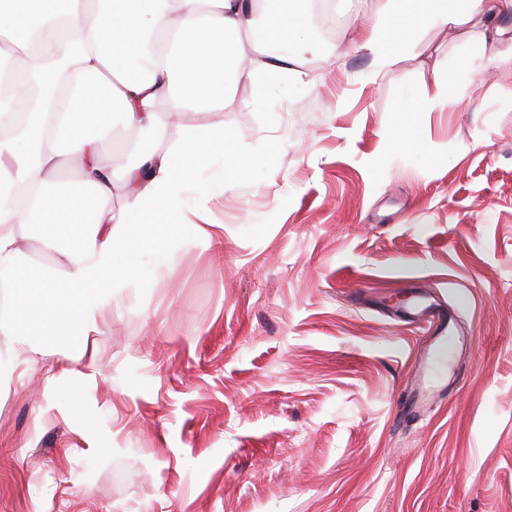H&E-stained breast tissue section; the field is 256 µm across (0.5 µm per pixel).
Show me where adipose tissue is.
<instances>
[{
  "mask_svg": "<svg viewBox=\"0 0 512 512\" xmlns=\"http://www.w3.org/2000/svg\"><path fill=\"white\" fill-rule=\"evenodd\" d=\"M400 13L397 0H369L371 12L384 15L385 32L356 30L350 44L372 55L379 66L392 63L395 47L410 42L422 24L454 29L462 41L473 26L491 31L512 9V0H408ZM65 10L82 31L50 54L34 59L28 77L42 88L24 130L0 141V194L19 186H47L48 171L78 163L80 182L96 205L54 192L38 214L36 251L49 265L32 264L20 245L29 219L25 210L0 205V288L15 295L0 333L26 336L88 335L98 310L110 305L112 291L124 287L125 274L139 246L137 216H162L179 202L189 162L224 149V131L213 126L186 131L175 152L138 153L125 173L129 202L112 209L114 174L104 162L112 149V115L125 126L162 140L155 103L172 100V112L213 106L240 82L257 75L286 74L292 60L283 50L305 22L303 14L282 12L271 20L266 40L250 46L239 60L236 45L252 23L253 0H0V41L24 48L35 20ZM89 78L76 88L66 111H46L60 82L74 75Z\"/></svg>",
  "mask_w": 512,
  "mask_h": 512,
  "instance_id": "adipose-tissue-1",
  "label": "adipose tissue"
}]
</instances>
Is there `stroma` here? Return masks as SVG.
<instances>
[{
  "instance_id": "stroma-1",
  "label": "stroma",
  "mask_w": 512,
  "mask_h": 512,
  "mask_svg": "<svg viewBox=\"0 0 512 512\" xmlns=\"http://www.w3.org/2000/svg\"><path fill=\"white\" fill-rule=\"evenodd\" d=\"M330 9L331 43L196 113L229 149L97 334L32 363L0 335V512H512V15L382 68L343 51L362 0ZM430 310L450 362L408 416Z\"/></svg>"
}]
</instances>
